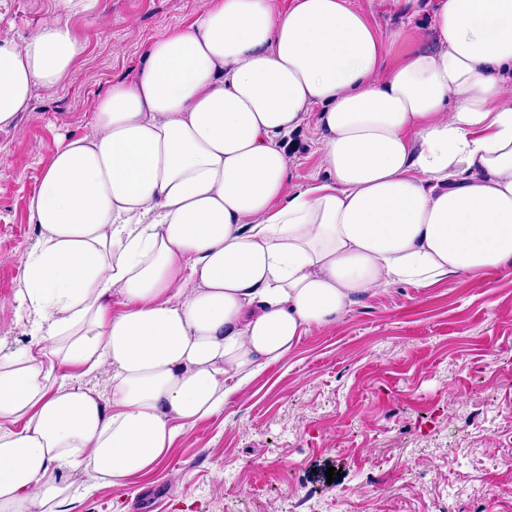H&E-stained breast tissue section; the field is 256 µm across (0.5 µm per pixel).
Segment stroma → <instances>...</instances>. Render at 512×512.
I'll list each match as a JSON object with an SVG mask.
<instances>
[{
  "instance_id": "35a3bbf8",
  "label": "stroma",
  "mask_w": 512,
  "mask_h": 512,
  "mask_svg": "<svg viewBox=\"0 0 512 512\" xmlns=\"http://www.w3.org/2000/svg\"><path fill=\"white\" fill-rule=\"evenodd\" d=\"M209 2L93 0L71 17L84 54L0 132V338L26 341L12 300L38 234L29 199L57 142L92 136L101 96ZM57 15L56 0H0V42ZM287 150L289 188L311 182L315 136L302 130ZM143 484L133 499L101 488L64 510L512 512V267L362 297L186 430Z\"/></svg>"
}]
</instances>
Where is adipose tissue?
<instances>
[{
  "mask_svg": "<svg viewBox=\"0 0 512 512\" xmlns=\"http://www.w3.org/2000/svg\"><path fill=\"white\" fill-rule=\"evenodd\" d=\"M391 2L429 26L211 0L101 97L94 136L56 146L15 294L29 342L0 339V512H58L75 473L135 492L361 297L512 266V0ZM80 3L0 44V131L83 54ZM305 127L324 177L291 191Z\"/></svg>",
  "mask_w": 512,
  "mask_h": 512,
  "instance_id": "1",
  "label": "adipose tissue"
}]
</instances>
